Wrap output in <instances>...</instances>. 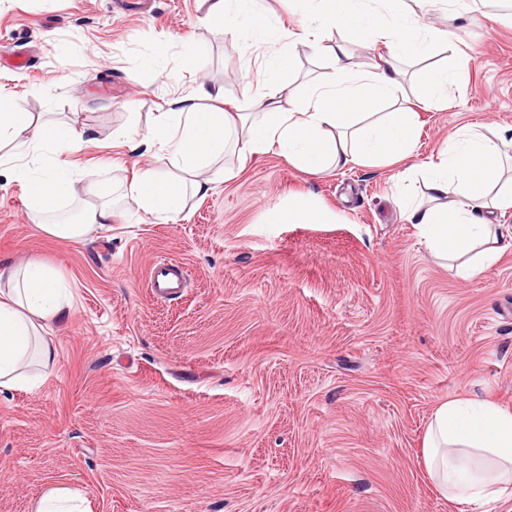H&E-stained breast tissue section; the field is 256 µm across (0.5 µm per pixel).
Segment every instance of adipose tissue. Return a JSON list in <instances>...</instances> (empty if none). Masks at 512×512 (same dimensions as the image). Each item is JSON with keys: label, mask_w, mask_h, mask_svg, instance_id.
<instances>
[{"label": "adipose tissue", "mask_w": 512, "mask_h": 512, "mask_svg": "<svg viewBox=\"0 0 512 512\" xmlns=\"http://www.w3.org/2000/svg\"><path fill=\"white\" fill-rule=\"evenodd\" d=\"M203 2L200 25L244 27L256 41L275 44L260 62L252 109L224 111L219 87L203 91L198 100H176L138 142L156 167L113 185V199L98 200L94 180L65 159L82 145L83 130L38 120L18 102L0 101V144L12 146L0 155V167L8 166L24 185L27 209L41 220V232L84 239L117 222L125 203L150 214H177L188 196L208 192L205 173L228 149L244 161L275 146L288 163L313 177L355 163L401 162L418 139L417 113L402 106L374 118L369 111L401 92V59L429 57L437 46L460 37L424 24L401 0H302L305 20L295 32L273 27L258 0ZM330 28L356 30L382 43L387 54L366 72L356 69L344 48H336L329 71L309 86L300 105H290L279 77L293 65V43L319 48ZM464 75L460 58L448 53L440 67L426 72L421 103L445 96ZM509 147L512 141L502 135L457 129L424 170L426 202L410 200L403 207L404 219L418 228L428 251L461 279L483 273L503 250L492 215L512 208V178H505L503 165ZM79 192L84 195L79 221L48 223L60 201ZM72 308L64 281L51 266L29 261L0 268V391L26 388L36 383L38 369L55 364L58 350L50 333ZM422 456L448 501L512 499V412L488 401H445L431 415Z\"/></svg>", "instance_id": "obj_1"}]
</instances>
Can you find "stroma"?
I'll use <instances>...</instances> for the list:
<instances>
[{
	"instance_id": "35a3bbf8",
	"label": "stroma",
	"mask_w": 512,
	"mask_h": 512,
	"mask_svg": "<svg viewBox=\"0 0 512 512\" xmlns=\"http://www.w3.org/2000/svg\"><path fill=\"white\" fill-rule=\"evenodd\" d=\"M138 3L0 0V96L86 127L68 159L105 189L149 164L114 132L147 130L203 84L223 87L225 110L247 107L271 49L197 25L202 0ZM339 44L362 70L386 52L350 31L325 32L319 52L296 45L290 96ZM454 49L465 77L418 106L412 165L459 127L512 128V26L486 22ZM157 51L160 72L145 64ZM399 170L312 178L274 148L243 164L228 153L175 220L130 205L84 241L38 231L1 173L0 265L47 263L74 305L52 333L55 368L0 393V512H33L56 485L91 512H512L448 502L421 456L444 401L512 411V249L457 277L404 220ZM297 195L330 223H267ZM160 259L185 277L167 299L148 288Z\"/></svg>"
}]
</instances>
